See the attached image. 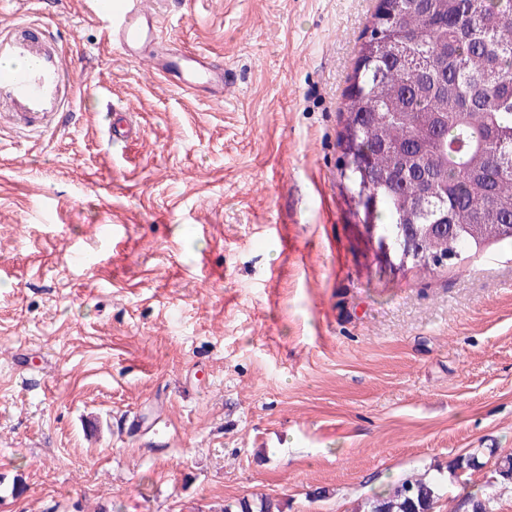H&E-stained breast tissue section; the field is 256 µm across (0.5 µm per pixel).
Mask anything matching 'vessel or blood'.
<instances>
[{
    "instance_id": "1",
    "label": "vessel or blood",
    "mask_w": 512,
    "mask_h": 512,
    "mask_svg": "<svg viewBox=\"0 0 512 512\" xmlns=\"http://www.w3.org/2000/svg\"><path fill=\"white\" fill-rule=\"evenodd\" d=\"M89 4L91 13L105 23L113 49L127 56L150 57L154 72L166 80L176 79L184 92L207 86L215 100L223 99L224 86L206 55L159 49L157 16L145 10L141 0H89ZM54 79V69L38 54L33 55L31 65L0 70V88L7 89L14 100L30 105L50 96Z\"/></svg>"
}]
</instances>
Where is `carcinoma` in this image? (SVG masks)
<instances>
[{"label":"carcinoma","instance_id":"1","mask_svg":"<svg viewBox=\"0 0 512 512\" xmlns=\"http://www.w3.org/2000/svg\"><path fill=\"white\" fill-rule=\"evenodd\" d=\"M351 80L344 174L377 249L398 255L406 224L428 256L512 242V0H382ZM480 466L469 453L449 470ZM494 475L512 482V454ZM440 492L434 479L401 478L355 512H434ZM495 503L491 491H470L458 509L495 512ZM224 512L283 510L262 497Z\"/></svg>","mask_w":512,"mask_h":512}]
</instances>
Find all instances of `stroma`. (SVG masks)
<instances>
[{
	"label": "stroma",
	"mask_w": 512,
	"mask_h": 512,
	"mask_svg": "<svg viewBox=\"0 0 512 512\" xmlns=\"http://www.w3.org/2000/svg\"><path fill=\"white\" fill-rule=\"evenodd\" d=\"M223 101L114 51L87 0H0L64 54L0 89V512H353L401 476L436 512L512 453V251L389 271L341 177L378 0H145ZM138 137L111 143L102 113ZM33 64L9 70H0V88L7 89L13 99L39 105L51 95L55 79V70L49 67L44 58L33 52H28ZM224 512H283V510L279 501L270 497H261L258 503L248 498L237 499L226 504Z\"/></svg>",
	"instance_id": "stroma-1"
}]
</instances>
